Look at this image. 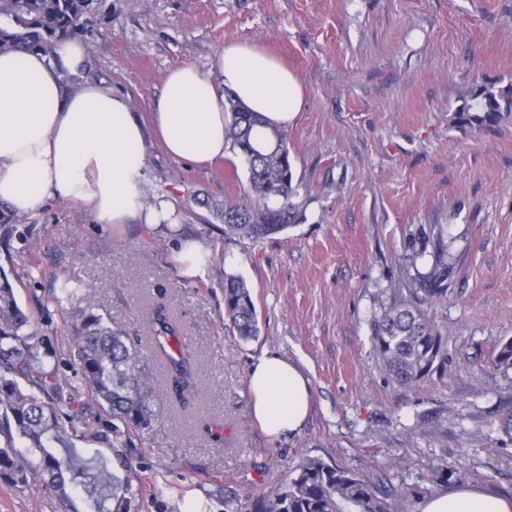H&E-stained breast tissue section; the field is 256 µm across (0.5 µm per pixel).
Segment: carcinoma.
Wrapping results in <instances>:
<instances>
[{"label": "carcinoma", "instance_id": "1", "mask_svg": "<svg viewBox=\"0 0 512 512\" xmlns=\"http://www.w3.org/2000/svg\"><path fill=\"white\" fill-rule=\"evenodd\" d=\"M102 0H0V52H39L52 56L60 39H82L93 33L92 18ZM503 112H512V82L505 86L482 84L462 96L453 113L459 126L486 127ZM225 133L230 147L249 169L251 192L258 200L206 201L224 231L250 239L265 238L299 223V206L293 203V171L288 140L272 133L264 144L254 140V130L264 126L257 112L227 92L224 100ZM419 254L431 260L417 272L409 288L411 299L383 308L372 323L375 347L389 376L402 385L423 380L447 360L442 335L421 304L443 299L457 273V260L441 232L431 228L418 237ZM224 303L232 329L244 340L258 335V321L247 283L225 276ZM152 352L166 370L167 383L179 400L197 390L198 374L192 354L182 341L181 326L165 308L156 306L147 317ZM78 379L88 404L107 411L127 428H143L154 419V389L148 366L139 350L112 320L94 311L91 303L78 306L64 322ZM31 318L18 303L8 279L0 276V482L18 490L31 488L39 476L43 487L55 495L60 512H131L138 494L135 475L125 470L120 478L112 461L122 465L115 448L126 447L120 431L104 433L89 424L68 419L52 399H64L73 389L65 376L30 363L19 345L25 343ZM494 362L512 369V338L501 340ZM73 437L97 443L106 454L92 466L79 462L74 452L60 456L54 444ZM81 484L80 500L74 486ZM403 491H380L354 470L328 464L318 457L303 459L288 480L259 496L251 512H397Z\"/></svg>", "mask_w": 512, "mask_h": 512}]
</instances>
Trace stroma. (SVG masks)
<instances>
[{
    "label": "stroma",
    "mask_w": 512,
    "mask_h": 512,
    "mask_svg": "<svg viewBox=\"0 0 512 512\" xmlns=\"http://www.w3.org/2000/svg\"><path fill=\"white\" fill-rule=\"evenodd\" d=\"M234 42L265 49L303 89L285 131L301 222L258 240L225 235L199 201L245 199L242 158L177 161L147 132L145 191L173 201L177 224L115 227L59 199L0 224V271L32 316L38 362L74 375L63 322L83 300L146 356L149 305L180 322L198 390L179 403L151 360L157 418L125 450L139 476L131 512H249L308 456L405 491L400 512L459 488L512 500L501 428L512 370L493 361L512 338V113L483 129L452 123L467 90L512 82V0H107L81 78L147 120L170 70L191 64L221 83L217 57ZM431 225L458 263L447 298L423 305L448 358L401 386L371 325L426 266L411 244ZM188 241L207 252L194 278L174 259ZM228 273L250 288L252 340L230 330ZM64 286L71 300L53 302ZM266 353L310 381L312 412L295 433L267 435L253 416L247 375ZM0 512L59 508L39 485L0 482Z\"/></svg>",
    "instance_id": "1"
}]
</instances>
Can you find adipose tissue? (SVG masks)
Listing matches in <instances>:
<instances>
[{"label":"adipose tissue","instance_id":"adipose-tissue-1","mask_svg":"<svg viewBox=\"0 0 512 512\" xmlns=\"http://www.w3.org/2000/svg\"><path fill=\"white\" fill-rule=\"evenodd\" d=\"M54 53L51 59L0 53V202L20 215L61 198L85 205L101 224L134 218L147 225L174 223L170 200L145 198L147 130H154L171 158L203 165L229 149L220 87L280 130L294 123L304 103L301 85L275 58L258 46L232 43L217 57L222 86L193 65L177 67L167 74L146 123L108 87H63L62 71L76 76L85 67L81 44L64 39ZM247 386L265 433L279 436L307 422L310 382L288 360L261 356ZM421 512H512V500L460 489L428 498Z\"/></svg>","mask_w":512,"mask_h":512}]
</instances>
